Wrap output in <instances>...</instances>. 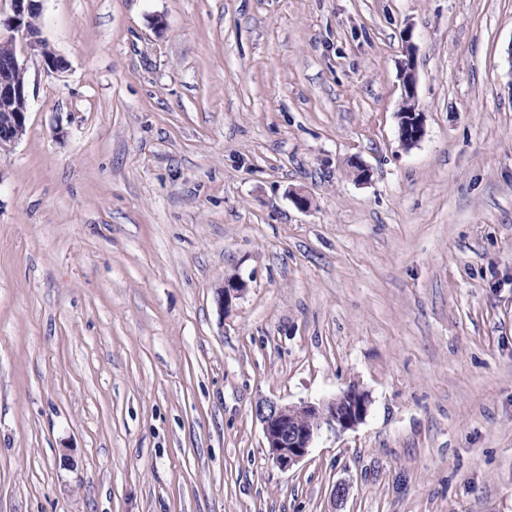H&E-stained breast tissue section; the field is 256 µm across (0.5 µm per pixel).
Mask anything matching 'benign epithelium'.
I'll return each mask as SVG.
<instances>
[{"mask_svg":"<svg viewBox=\"0 0 512 512\" xmlns=\"http://www.w3.org/2000/svg\"><path fill=\"white\" fill-rule=\"evenodd\" d=\"M10 13L0 17V150L21 139L29 110L26 57H41L53 71L63 62L39 35V29L29 25L30 18L40 13L42 0H8ZM416 95V72L413 50L407 51L402 69V100ZM398 129L402 145L410 149L425 134L422 113L399 112ZM243 281L230 278L218 292V302L227 309L245 290ZM371 398L367 391L350 386L341 394L317 403L290 405L276 400H263L255 414L262 424L268 456L276 466L288 470L309 453L322 427L345 431L362 423L369 413Z\"/></svg>","mask_w":512,"mask_h":512,"instance_id":"7a95c632","label":"benign epithelium"}]
</instances>
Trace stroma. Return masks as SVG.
Returning a JSON list of instances; mask_svg holds the SVG:
<instances>
[{
	"mask_svg": "<svg viewBox=\"0 0 512 512\" xmlns=\"http://www.w3.org/2000/svg\"><path fill=\"white\" fill-rule=\"evenodd\" d=\"M38 27L63 68L29 58L0 151V512H512V0H43ZM353 384L362 423L269 459L258 402ZM399 139L402 145L413 148L418 145L425 134L424 120L421 112H400L397 113Z\"/></svg>",
	"mask_w": 512,
	"mask_h": 512,
	"instance_id": "stroma-1",
	"label": "stroma"
}]
</instances>
